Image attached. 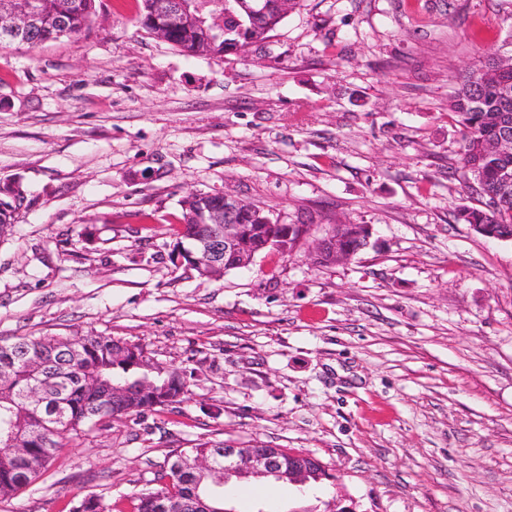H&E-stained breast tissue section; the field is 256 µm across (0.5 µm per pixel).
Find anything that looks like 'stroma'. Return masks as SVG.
Returning a JSON list of instances; mask_svg holds the SVG:
<instances>
[{
    "instance_id": "1",
    "label": "stroma",
    "mask_w": 512,
    "mask_h": 512,
    "mask_svg": "<svg viewBox=\"0 0 512 512\" xmlns=\"http://www.w3.org/2000/svg\"><path fill=\"white\" fill-rule=\"evenodd\" d=\"M96 0L84 32L0 49V339L102 333L194 373L187 398L66 442L0 512H67L153 487L202 441L314 455L334 483H278L236 512H512V242L479 206L448 98L512 42V0H302L248 56H186ZM192 192L325 237L322 267L270 248L218 279L169 255ZM9 191V195H6L9 200L0 199V225H2L1 230H3L1 237L11 231L14 214L22 207L25 200V196L18 187L9 189ZM373 229L363 224H337L332 234L315 242L310 254L313 259L327 258L330 261H347L352 256V249L348 241L359 244V251L371 243ZM357 253H354L356 255ZM352 256V257H353ZM355 257V256H354Z\"/></svg>"
}]
</instances>
